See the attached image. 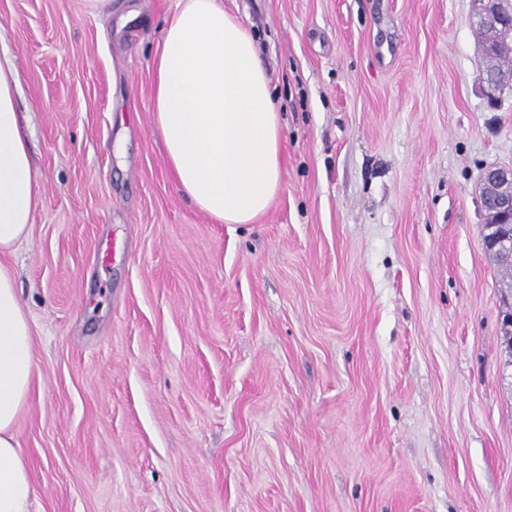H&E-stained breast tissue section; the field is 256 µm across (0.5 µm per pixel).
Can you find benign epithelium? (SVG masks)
Wrapping results in <instances>:
<instances>
[{
	"mask_svg": "<svg viewBox=\"0 0 512 512\" xmlns=\"http://www.w3.org/2000/svg\"><path fill=\"white\" fill-rule=\"evenodd\" d=\"M500 0H473V15L486 29L485 51L500 49L501 35L512 28V15L499 8ZM480 200L488 216L483 235L486 253L501 257L509 249L512 230V166H490L480 176Z\"/></svg>",
	"mask_w": 512,
	"mask_h": 512,
	"instance_id": "benign-epithelium-1",
	"label": "benign epithelium"
}]
</instances>
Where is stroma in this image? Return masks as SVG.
<instances>
[{
  "instance_id": "stroma-1",
  "label": "stroma",
  "mask_w": 512,
  "mask_h": 512,
  "mask_svg": "<svg viewBox=\"0 0 512 512\" xmlns=\"http://www.w3.org/2000/svg\"><path fill=\"white\" fill-rule=\"evenodd\" d=\"M283 125L282 190L177 188L149 62L176 0H0L39 197L9 256L37 372L33 512H512V165L471 0H223ZM480 200L488 216L483 235L484 250L506 268L507 262L496 258L501 257L505 250L509 254L508 242L512 235V232L508 233L509 229L512 230V166H490L483 170L480 176ZM509 256L512 264V254Z\"/></svg>"
}]
</instances>
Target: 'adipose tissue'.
Returning <instances> with one entry per match:
<instances>
[{"label": "adipose tissue", "instance_id": "adipose-tissue-1", "mask_svg": "<svg viewBox=\"0 0 512 512\" xmlns=\"http://www.w3.org/2000/svg\"><path fill=\"white\" fill-rule=\"evenodd\" d=\"M153 118L178 189L218 224H251L282 189L283 134L249 30L222 0H178L150 60ZM0 66V512H32L37 490L17 424L37 365L6 257L32 227L39 186Z\"/></svg>", "mask_w": 512, "mask_h": 512}]
</instances>
